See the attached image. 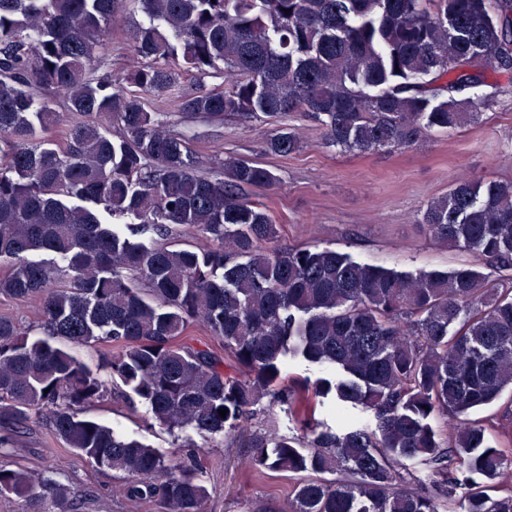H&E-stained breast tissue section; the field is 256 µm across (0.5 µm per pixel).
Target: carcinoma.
Masks as SVG:
<instances>
[{
    "mask_svg": "<svg viewBox=\"0 0 512 512\" xmlns=\"http://www.w3.org/2000/svg\"><path fill=\"white\" fill-rule=\"evenodd\" d=\"M130 29L142 65L99 73L120 0H0V294L39 303L36 328L0 315V447L38 419L64 447L124 480V495L156 512H207L197 455L173 460L85 415L121 388L167 429L202 438L233 431L275 388L286 358L334 368L315 392L371 412L376 431L315 430L307 442L255 431L257 469L302 474L283 507L255 512H512V431L476 416L512 390V290L472 265L403 274L332 249L278 245L279 229L247 191L277 176L259 162L200 174L186 137L146 108L211 124L262 116L281 124L277 155L301 141L290 113L321 122L343 152L392 153L453 132L501 90L488 68H512V0H138ZM224 65V87L180 88ZM61 98L65 112L39 94ZM106 116L117 138L101 130ZM68 118L64 143L45 137ZM131 214L161 239L147 245L110 218ZM419 223L436 242L512 267V182L458 179ZM209 236L203 251L166 243L176 226ZM53 254L59 264L37 259ZM202 324L224 354L186 341ZM70 344L115 345L105 379ZM227 409L222 417L218 409ZM457 421L439 438L429 420ZM441 476L419 491L401 460ZM341 473L339 479L324 474ZM468 493L456 506L454 488ZM0 498L21 512H79L81 496L51 473L0 464Z\"/></svg>",
    "mask_w": 512,
    "mask_h": 512,
    "instance_id": "cac0c4a2",
    "label": "carcinoma"
}]
</instances>
